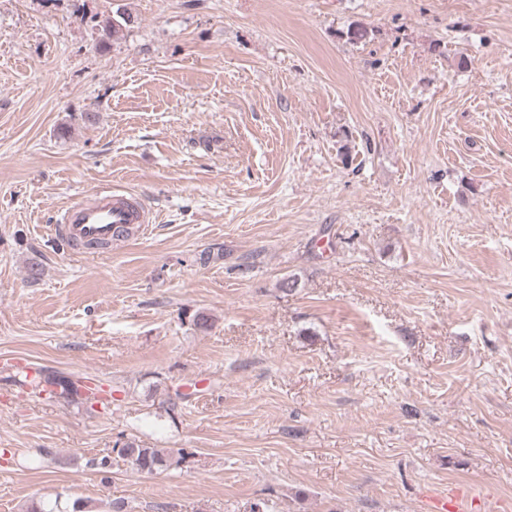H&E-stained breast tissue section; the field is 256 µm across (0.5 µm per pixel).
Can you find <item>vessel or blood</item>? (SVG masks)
I'll list each match as a JSON object with an SVG mask.
<instances>
[{
	"instance_id": "vessel-or-blood-1",
	"label": "vessel or blood",
	"mask_w": 512,
	"mask_h": 512,
	"mask_svg": "<svg viewBox=\"0 0 512 512\" xmlns=\"http://www.w3.org/2000/svg\"><path fill=\"white\" fill-rule=\"evenodd\" d=\"M60 222L70 241L112 240L118 227L126 224L146 223L141 203L109 187L92 193L89 200L64 205L60 209ZM427 512H475L476 503L468 495L435 493L427 496Z\"/></svg>"
}]
</instances>
